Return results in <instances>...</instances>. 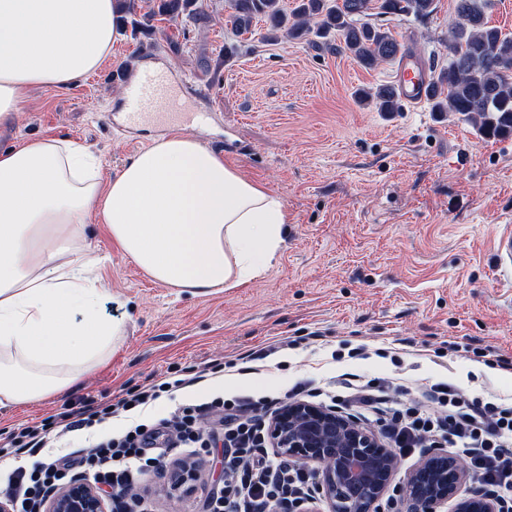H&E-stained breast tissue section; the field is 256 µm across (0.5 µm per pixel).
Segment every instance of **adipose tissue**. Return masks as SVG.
Masks as SVG:
<instances>
[{
    "label": "adipose tissue",
    "instance_id": "adipose-tissue-1",
    "mask_svg": "<svg viewBox=\"0 0 512 512\" xmlns=\"http://www.w3.org/2000/svg\"><path fill=\"white\" fill-rule=\"evenodd\" d=\"M130 0H0V133L30 92L99 71ZM88 148L46 138L0 149V409L73 384L125 336L100 313L88 218L152 280L209 293L256 278L284 242L287 207L196 139H153L109 180Z\"/></svg>",
    "mask_w": 512,
    "mask_h": 512
}]
</instances>
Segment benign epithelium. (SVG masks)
<instances>
[{"label": "benign epithelium", "mask_w": 512, "mask_h": 512, "mask_svg": "<svg viewBox=\"0 0 512 512\" xmlns=\"http://www.w3.org/2000/svg\"><path fill=\"white\" fill-rule=\"evenodd\" d=\"M273 447L284 457L318 465L319 490L330 512H374L387 491L396 456L379 438L333 408L300 402L269 421ZM458 457L438 453L423 460L404 483L405 512H437L457 495L465 478ZM46 512H107L96 487L84 480L65 485ZM456 512H498L477 488L458 500Z\"/></svg>", "instance_id": "benign-epithelium-1"}]
</instances>
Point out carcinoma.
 I'll return each mask as SVG.
<instances>
[{"label": "carcinoma", "mask_w": 512, "mask_h": 512, "mask_svg": "<svg viewBox=\"0 0 512 512\" xmlns=\"http://www.w3.org/2000/svg\"><path fill=\"white\" fill-rule=\"evenodd\" d=\"M488 7L489 0H456L448 63L430 67L428 101L434 112L457 113L483 135L506 138L512 136V34L489 24ZM373 10L378 16L405 14L424 21L435 12L436 0H297L290 11L281 0H231L225 24L246 35L265 21L272 39L280 31L315 50L348 53L371 69L405 52L387 25L365 20ZM153 14L174 21L202 10L198 0H157ZM356 97L379 112L401 110L392 85L361 89Z\"/></svg>", "instance_id": "cac0c4a2"}]
</instances>
